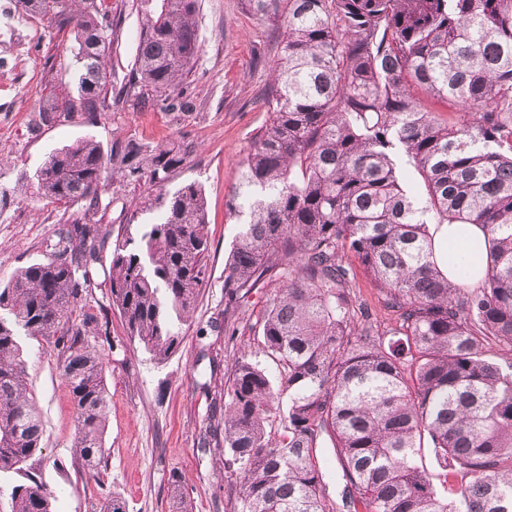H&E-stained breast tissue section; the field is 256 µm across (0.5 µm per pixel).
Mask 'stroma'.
Here are the masks:
<instances>
[{
  "instance_id": "1",
  "label": "stroma",
  "mask_w": 512,
  "mask_h": 512,
  "mask_svg": "<svg viewBox=\"0 0 512 512\" xmlns=\"http://www.w3.org/2000/svg\"><path fill=\"white\" fill-rule=\"evenodd\" d=\"M199 3L202 48L186 80L191 110L140 112L122 100L110 102L93 124L76 119L38 127L32 118L43 88L63 89L71 80L72 40L26 18L21 0H0V282L54 252L68 213L39 195L32 177L51 151L80 138H95L107 149L130 138L151 145L177 138L195 142L171 184L203 185L210 227L206 280L172 358L156 364L128 339L113 311L109 338L94 340L109 390L102 481L76 459L75 413L56 351L44 340H27V388L43 427L36 467L57 497L56 512H103L115 494L126 512H167L173 472L183 477L196 512H224V458L199 452V434L235 358L256 348L250 326L271 294L264 288L236 306L225 305L224 262L242 228L227 204L269 118L265 98L284 39L288 0H273L262 20L249 0ZM112 13L117 29L111 64L119 85L133 64L141 16L137 0H112ZM215 320L233 329L234 337L216 334L210 327Z\"/></svg>"
}]
</instances>
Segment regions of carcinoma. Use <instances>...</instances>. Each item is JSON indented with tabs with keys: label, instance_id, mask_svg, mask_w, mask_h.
I'll use <instances>...</instances> for the list:
<instances>
[{
	"label": "carcinoma",
	"instance_id": "obj_1",
	"mask_svg": "<svg viewBox=\"0 0 512 512\" xmlns=\"http://www.w3.org/2000/svg\"><path fill=\"white\" fill-rule=\"evenodd\" d=\"M199 0H140L141 30L119 92L139 108L187 112L183 85L201 51ZM26 14L71 29L72 88H50L36 125L90 122L115 90L111 0H26ZM271 69L269 120L243 165L229 210L247 221L224 267L231 306L278 284L252 329L278 381L243 353L224 396L229 512H512V0H288ZM445 107L448 118L437 115ZM194 146L129 140L104 151L85 137L49 153L37 191L71 213L50 258L0 284V476L6 512H55L33 459L42 422L27 392L25 338L57 351L76 415L73 447L95 480L104 460L109 392L76 319L103 287L126 335L156 363L179 349L210 247L203 188H168ZM403 153L422 198L403 185ZM140 190L129 218L97 214L110 183ZM431 224H479L477 288L448 280ZM354 258L393 320L373 317ZM288 398L286 411L279 402ZM332 446L345 482L323 479ZM430 448L439 472H430ZM169 512H195L182 477Z\"/></svg>",
	"mask_w": 512,
	"mask_h": 512
}]
</instances>
